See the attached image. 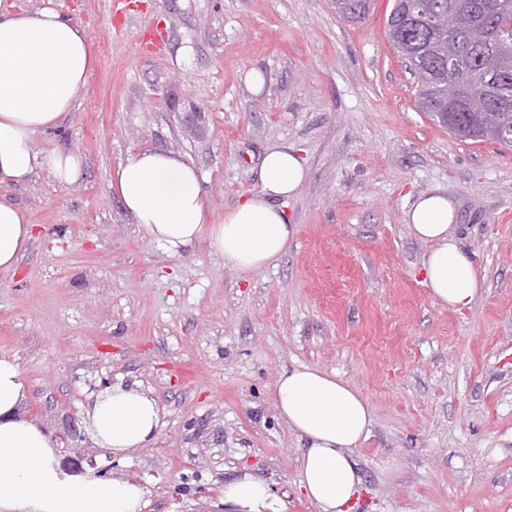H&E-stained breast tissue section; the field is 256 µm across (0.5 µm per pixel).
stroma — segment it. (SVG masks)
Masks as SVG:
<instances>
[{
  "label": "stroma",
  "mask_w": 512,
  "mask_h": 512,
  "mask_svg": "<svg viewBox=\"0 0 512 512\" xmlns=\"http://www.w3.org/2000/svg\"><path fill=\"white\" fill-rule=\"evenodd\" d=\"M15 2L71 16L94 57L81 105L35 137L79 153L83 174L62 185L39 170L13 188L35 233L0 270V354L17 360L20 414L55 438L58 466L141 483L144 512H222L225 483L246 472L285 512H319L300 488L305 443L273 399L303 364L371 407L349 512H512V148L419 109L387 37L392 0L357 23L333 0H134L120 26L106 0ZM148 32L163 49L141 58ZM287 145L307 169L278 202L296 235L258 272L203 239L171 252L112 186L139 151L172 152L220 216L258 192L265 150ZM434 193L454 202L486 280L461 313L433 301L430 246L404 219ZM106 381L156 401L150 442L115 454L95 437Z\"/></svg>",
  "instance_id": "obj_1"
}]
</instances>
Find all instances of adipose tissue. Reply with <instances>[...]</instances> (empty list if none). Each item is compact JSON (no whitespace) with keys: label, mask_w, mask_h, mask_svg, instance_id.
<instances>
[{"label":"adipose tissue","mask_w":512,"mask_h":512,"mask_svg":"<svg viewBox=\"0 0 512 512\" xmlns=\"http://www.w3.org/2000/svg\"><path fill=\"white\" fill-rule=\"evenodd\" d=\"M93 66L85 29L50 8H0V269H13L33 239L28 213L10 193L44 170L61 184L76 182L83 160L72 152L37 150L35 137L59 126L80 104ZM258 194L214 215L196 168L179 156L143 150L114 174L124 209L169 250L206 238L226 265L258 272L281 255L296 227L278 207L306 177L298 153L266 150ZM456 209L443 194L419 196L405 213L414 236L430 243L423 271L434 302L472 307L483 286L456 233ZM25 396L16 360L0 355V512H143L146 490L136 482L105 480L95 470L74 477L55 462V443L19 414ZM273 396L279 415L306 440L301 487L320 512H345L360 477L349 454L368 434L372 412L360 392L310 366L283 371ZM91 425L114 452L142 446L155 435L159 409L146 394L121 386L93 405ZM224 501L240 512H280L270 486L251 474L225 484Z\"/></svg>","instance_id":"ef3b65f1"}]
</instances>
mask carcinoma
<instances>
[{"label":"carcinoma","instance_id":"1","mask_svg":"<svg viewBox=\"0 0 512 512\" xmlns=\"http://www.w3.org/2000/svg\"><path fill=\"white\" fill-rule=\"evenodd\" d=\"M373 0H334L346 22L366 17ZM448 8L457 27L441 35L417 17ZM387 32L408 63L418 105L433 120L461 138L486 141L485 117L496 113L494 142L512 147V0H394ZM456 54L453 67L445 48Z\"/></svg>","mask_w":512,"mask_h":512}]
</instances>
